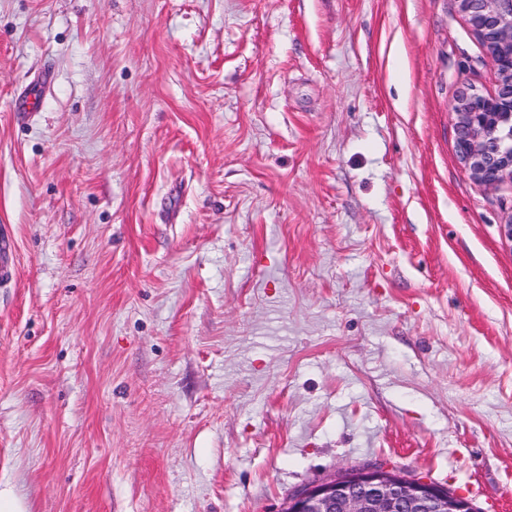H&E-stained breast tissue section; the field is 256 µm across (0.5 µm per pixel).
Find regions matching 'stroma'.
I'll list each match as a JSON object with an SVG mask.
<instances>
[{
    "label": "stroma",
    "instance_id": "stroma-1",
    "mask_svg": "<svg viewBox=\"0 0 512 512\" xmlns=\"http://www.w3.org/2000/svg\"><path fill=\"white\" fill-rule=\"evenodd\" d=\"M496 87L457 0H0L14 512H279L366 464L512 512V183L452 111Z\"/></svg>",
    "mask_w": 512,
    "mask_h": 512
}]
</instances>
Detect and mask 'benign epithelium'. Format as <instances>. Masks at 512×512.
<instances>
[{
	"label": "benign epithelium",
	"mask_w": 512,
	"mask_h": 512,
	"mask_svg": "<svg viewBox=\"0 0 512 512\" xmlns=\"http://www.w3.org/2000/svg\"><path fill=\"white\" fill-rule=\"evenodd\" d=\"M488 48L495 92L458 94L457 152L471 177L488 188L512 182V0H458ZM280 512H478L467 497L390 466L347 469L288 497Z\"/></svg>",
	"instance_id": "obj_1"
}]
</instances>
